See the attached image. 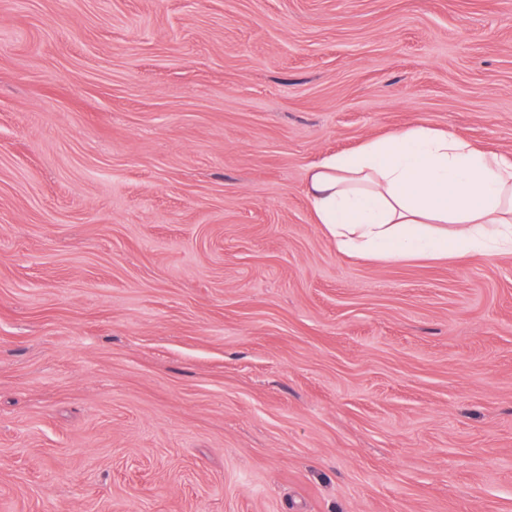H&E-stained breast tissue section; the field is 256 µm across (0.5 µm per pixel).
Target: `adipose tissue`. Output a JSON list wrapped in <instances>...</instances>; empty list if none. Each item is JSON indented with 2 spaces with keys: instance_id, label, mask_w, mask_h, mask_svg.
<instances>
[{
  "instance_id": "obj_1",
  "label": "adipose tissue",
  "mask_w": 512,
  "mask_h": 512,
  "mask_svg": "<svg viewBox=\"0 0 512 512\" xmlns=\"http://www.w3.org/2000/svg\"><path fill=\"white\" fill-rule=\"evenodd\" d=\"M338 252L376 262L512 252V156L416 126L311 165L305 185Z\"/></svg>"
}]
</instances>
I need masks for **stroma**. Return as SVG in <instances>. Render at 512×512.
<instances>
[{"label": "stroma", "instance_id": "obj_1", "mask_svg": "<svg viewBox=\"0 0 512 512\" xmlns=\"http://www.w3.org/2000/svg\"><path fill=\"white\" fill-rule=\"evenodd\" d=\"M414 125L512 155V0H0V512H512V254L305 195Z\"/></svg>", "mask_w": 512, "mask_h": 512}]
</instances>
